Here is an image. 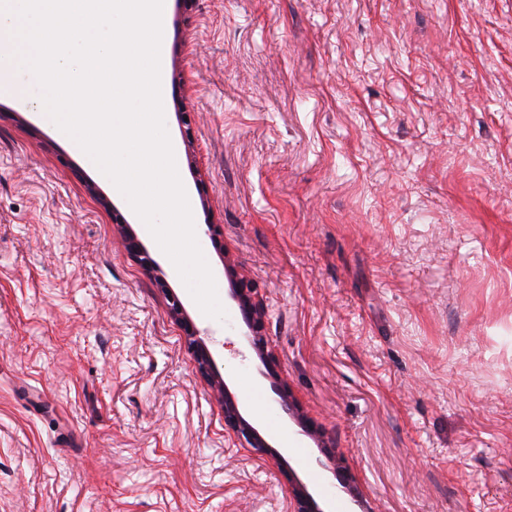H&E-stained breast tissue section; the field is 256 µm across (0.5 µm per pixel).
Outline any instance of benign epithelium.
<instances>
[{
  "label": "benign epithelium",
  "mask_w": 512,
  "mask_h": 512,
  "mask_svg": "<svg viewBox=\"0 0 512 512\" xmlns=\"http://www.w3.org/2000/svg\"><path fill=\"white\" fill-rule=\"evenodd\" d=\"M115 221L129 251L143 265L151 269L154 268L149 252L136 238L130 225L126 224L120 215L115 217ZM230 296L246 325V341L261 363V367L258 368L259 374L264 378L272 379V386L278 395L277 404L280 411L297 422L301 432L313 437L324 455V458L317 459V465L326 471L336 469V462L340 461V457L337 456L335 442L306 423L303 415L299 413L288 387L274 371L273 355L268 349V340L265 334V309L258 288L251 281L243 278L232 283ZM169 299L170 314L177 323L184 327L186 343L193 353L199 374L209 382L211 387L220 392L225 429L238 439L244 440L246 445L259 455L267 456L278 464L283 463V456L273 449L260 430L243 415L238 399L229 391L225 379L216 368L214 357L205 339L200 336L199 330L194 326L180 299L173 293L169 294ZM288 502L290 512H324L307 485L299 479L291 485L288 491Z\"/></svg>",
  "instance_id": "1"
}]
</instances>
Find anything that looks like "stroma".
I'll use <instances>...</instances> for the list:
<instances>
[{
    "label": "stroma",
    "instance_id": "stroma-1",
    "mask_svg": "<svg viewBox=\"0 0 512 512\" xmlns=\"http://www.w3.org/2000/svg\"><path fill=\"white\" fill-rule=\"evenodd\" d=\"M165 73L222 320L40 105L0 97V512H288L296 477L360 512L278 414L234 274L373 512H512V0H196ZM172 293L284 464L225 433ZM115 221H116L115 223L117 224V226L119 228L120 233L122 234L124 240L126 241L129 251L135 257H137L143 265L153 269L155 267V265L149 256V252L144 247V245L136 238L130 225L126 224V221L120 215H117L115 217Z\"/></svg>",
    "mask_w": 512,
    "mask_h": 512
}]
</instances>
